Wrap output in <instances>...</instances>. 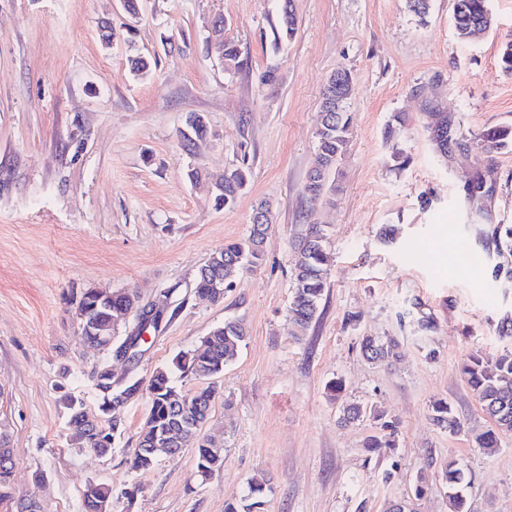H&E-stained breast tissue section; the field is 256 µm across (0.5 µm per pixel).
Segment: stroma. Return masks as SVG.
Segmentation results:
<instances>
[{
	"label": "stroma",
	"instance_id": "1",
	"mask_svg": "<svg viewBox=\"0 0 512 512\" xmlns=\"http://www.w3.org/2000/svg\"><path fill=\"white\" fill-rule=\"evenodd\" d=\"M454 0H430L418 17L407 0H292L294 38L275 48L280 0H0V434L15 468L0 512L35 500L39 512H84L92 483L111 490L112 512H224L249 480H271L264 512H389L413 492L426 454L456 460L472 512H512V432L488 452L492 428L462 365L473 353L512 351V145L480 146L512 126V75L498 63L512 41V0H489L492 28L461 40ZM223 17L244 66L227 70L205 39ZM131 23L155 66L136 78L125 38L101 27ZM276 68L277 85L258 75ZM353 77L351 141L341 190L310 201L324 86ZM454 128L440 153L433 109ZM206 117L205 144L186 150V118ZM248 182L234 208L217 207L205 183L239 166ZM201 181H193L191 172ZM485 194L466 199L476 175ZM272 206L266 255L236 272L221 302L195 292L200 266L249 234L254 207ZM321 225L331 256L318 317L303 340L288 334L294 244ZM399 229L385 245L382 225ZM480 263L457 268L459 251ZM87 288L137 291L162 307L139 362L90 347L75 307ZM242 321L248 335L215 377L201 439L224 450L207 480L195 447L129 468L149 413L147 397L116 412L123 433L109 454L71 445L62 397L99 403L93 373L113 382L149 378L216 326ZM393 339L392 366L366 360L364 337ZM342 380L340 397L327 385ZM448 401L465 431L433 425ZM385 411L397 445L364 447L371 420L340 421L346 403Z\"/></svg>",
	"mask_w": 512,
	"mask_h": 512
}]
</instances>
